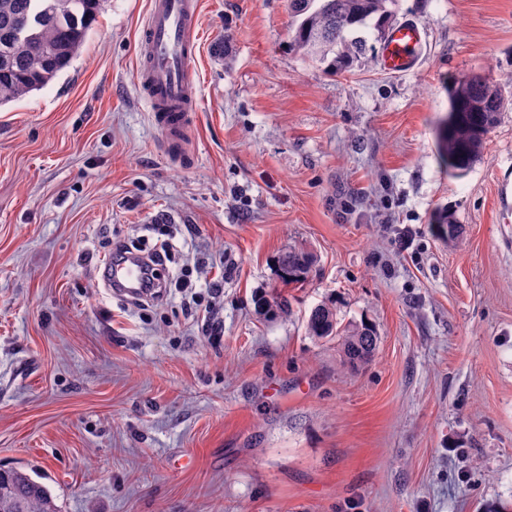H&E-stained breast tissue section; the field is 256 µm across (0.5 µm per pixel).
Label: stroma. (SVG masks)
<instances>
[{"label": "stroma", "instance_id": "1", "mask_svg": "<svg viewBox=\"0 0 512 512\" xmlns=\"http://www.w3.org/2000/svg\"><path fill=\"white\" fill-rule=\"evenodd\" d=\"M150 0H105L72 64L0 107V466L59 512H512V103L465 176L439 162L446 84L512 85V0H400L416 67L333 76L288 0H199L173 156L136 79ZM459 234L434 231L440 209ZM183 294L107 288L113 244L154 246ZM315 261L258 311L288 247ZM375 323L353 373L315 306ZM279 286H274L271 291H265L264 293L256 296V304L258 309L261 311H277L282 314L288 315L289 304L288 298L278 290Z\"/></svg>", "mask_w": 512, "mask_h": 512}]
</instances>
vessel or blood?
Here are the masks:
<instances>
[{
  "label": "vessel or blood",
  "instance_id": "vessel-or-blood-1",
  "mask_svg": "<svg viewBox=\"0 0 512 512\" xmlns=\"http://www.w3.org/2000/svg\"><path fill=\"white\" fill-rule=\"evenodd\" d=\"M198 0H150L148 21L140 34L138 80L145 90L155 124L168 147L179 151L196 105L190 94L196 54ZM421 30L412 21L393 27L383 43L380 64L390 73L411 70L417 62ZM141 262L128 259L109 267V285L117 292H143Z\"/></svg>",
  "mask_w": 512,
  "mask_h": 512
}]
</instances>
